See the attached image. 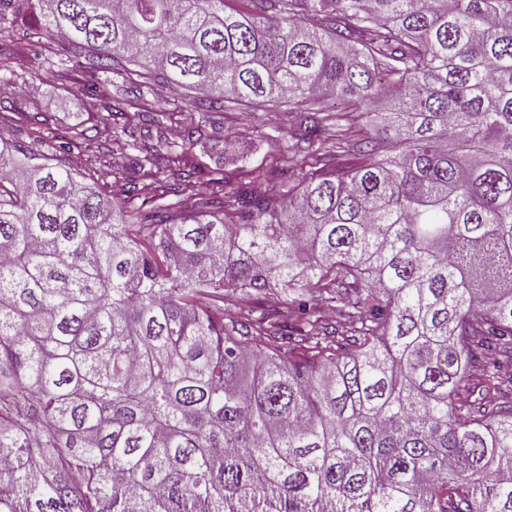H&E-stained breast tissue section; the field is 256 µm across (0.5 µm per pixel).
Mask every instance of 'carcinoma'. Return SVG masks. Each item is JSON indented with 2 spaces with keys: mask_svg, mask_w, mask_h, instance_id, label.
Listing matches in <instances>:
<instances>
[{
  "mask_svg": "<svg viewBox=\"0 0 512 512\" xmlns=\"http://www.w3.org/2000/svg\"><path fill=\"white\" fill-rule=\"evenodd\" d=\"M243 2L0 0V81L61 35L103 110L0 130V512H512V0ZM123 63L294 103L277 167L51 159Z\"/></svg>",
  "mask_w": 512,
  "mask_h": 512,
  "instance_id": "cac0c4a2",
  "label": "carcinoma"
}]
</instances>
